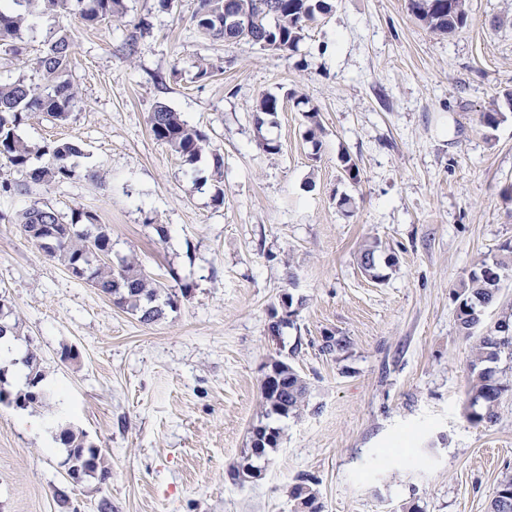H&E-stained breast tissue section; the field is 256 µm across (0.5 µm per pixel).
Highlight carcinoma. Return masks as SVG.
I'll list each match as a JSON object with an SVG mask.
<instances>
[{"mask_svg": "<svg viewBox=\"0 0 512 512\" xmlns=\"http://www.w3.org/2000/svg\"><path fill=\"white\" fill-rule=\"evenodd\" d=\"M234 4L250 15L248 33L224 31V4ZM76 7L82 20L94 25L102 20H121L125 15L124 0H3L0 3V47L19 56L23 48L16 44L28 17L58 15ZM415 18L434 33L451 35L467 22L466 0H408ZM326 0H198L191 16L193 28L201 35L222 39L228 43L241 40L260 44L271 39L292 53L299 49L310 24L327 13ZM71 51L68 36L59 35L46 41L29 66L43 74L44 82L36 83L19 78L0 83V158L9 162L25 179L0 185L8 193L27 194L29 183L53 184L69 178L71 161L83 150L75 142L57 143L43 150L48 161L38 167L29 166L33 148L20 134L21 126L30 118L44 114L58 121L68 118L77 99L74 84L63 78ZM280 108L279 99L271 94L261 97L256 121L262 125L265 117L273 116ZM150 130L157 141L189 164L202 159L209 145L206 133L190 125L180 113L163 105L150 115ZM12 223L35 247L57 260L72 276L85 280L113 303L139 316L142 323H152L163 317L165 308L177 307L179 297L189 293L190 286L174 274L177 287L167 286L148 275L136 259H123L116 266L103 260H88L92 249L112 252V236L108 227L95 223L93 214L74 210L66 220L48 205L37 203L16 213ZM503 254L488 261L483 259L454 290L458 301V322L464 336L470 338L473 329L483 322L487 309L497 306L500 318L497 328L490 329L470 347V376L467 385V419L479 424L491 422L498 416L502 397L512 393V375L498 366L502 354L512 358V306L499 303L502 278L512 270V244L502 246ZM381 252L378 243L363 246L358 261L363 272L381 282L386 275L375 263ZM21 363L27 370L26 389L16 392L0 390V404L30 409L49 406L52 394L44 384L45 373L40 356L32 349L25 350ZM272 370L279 380L271 386L261 384L260 394L268 413L281 417L298 416L308 406V386L292 365L279 360ZM280 430L269 425L257 427L251 439V451L232 468L233 479L245 482L261 475L254 460L278 446ZM56 441L67 448L66 465L78 466L86 478L106 483L111 468L101 449L88 441L82 431L62 427ZM314 479L299 478L291 491L295 504L305 508L294 512H324ZM490 512H512V478L503 480L490 504Z\"/></svg>", "mask_w": 512, "mask_h": 512, "instance_id": "obj_1", "label": "carcinoma"}]
</instances>
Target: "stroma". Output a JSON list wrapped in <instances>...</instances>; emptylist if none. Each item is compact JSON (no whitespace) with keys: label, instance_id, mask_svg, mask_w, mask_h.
I'll use <instances>...</instances> for the list:
<instances>
[{"label":"stroma","instance_id":"35a3bbf8","mask_svg":"<svg viewBox=\"0 0 512 512\" xmlns=\"http://www.w3.org/2000/svg\"><path fill=\"white\" fill-rule=\"evenodd\" d=\"M327 2L289 55L202 37L190 24L198 0H125L123 22L93 26L44 16L23 27V56L0 49L1 83L31 79L26 57L70 35L77 102L66 121L39 115L21 135L83 150L64 182L0 196V295L54 394L33 413L36 434L0 404V512H59V489L75 512L104 499L112 512H293L303 475L324 512H489L512 476V396L493 422H468L471 342L453 291L512 242V26L500 22L512 0H467L449 37L407 0ZM265 93L281 108L259 126ZM495 102L503 117L490 128L481 114ZM159 104L207 133L196 165L153 138ZM310 108L322 126L313 138ZM267 139L278 153L263 151ZM37 202L91 212L111 229V261L137 256L191 292L140 322L12 224ZM372 242L395 257L381 283L358 263ZM284 292L296 314L275 338ZM330 335L347 348L323 352ZM67 347L77 360H61ZM277 360L308 384L299 416L265 412L260 384ZM261 424L281 441L261 478L239 483L231 469ZM62 427L101 448L108 484L67 485Z\"/></svg>","mask_w":512,"mask_h":512}]
</instances>
